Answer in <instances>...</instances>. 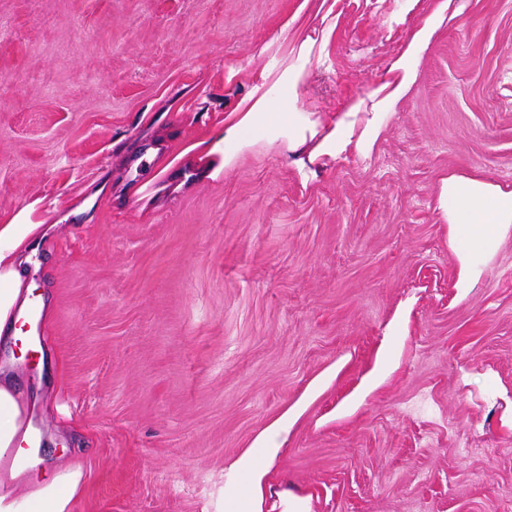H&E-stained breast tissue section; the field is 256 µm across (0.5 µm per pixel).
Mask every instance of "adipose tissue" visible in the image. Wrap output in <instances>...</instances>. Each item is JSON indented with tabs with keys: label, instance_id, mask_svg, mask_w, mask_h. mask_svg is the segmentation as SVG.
Here are the masks:
<instances>
[{
	"label": "adipose tissue",
	"instance_id": "ef3b65f1",
	"mask_svg": "<svg viewBox=\"0 0 512 512\" xmlns=\"http://www.w3.org/2000/svg\"><path fill=\"white\" fill-rule=\"evenodd\" d=\"M451 0H431L425 15L410 26L400 53L377 76L366 98L342 112L306 108L303 94L310 64L321 59L336 31L339 16L332 0H302L298 14L286 18L269 43L287 50L284 68L264 66L246 94L194 138L154 149L146 158L152 177L172 168L185 170L180 186L189 190L199 179H218L257 146L277 148L304 179L355 155L369 157L399 105L418 78L421 59L446 19ZM302 39H294L298 28ZM438 211L448 223L458 262L460 289L482 275L497 243L512 232V186L452 173L443 177ZM58 209L31 201L0 216V339L25 341L27 313L50 319L53 308L34 294L27 268L49 226L60 224ZM34 404L19 390L10 371L0 372V512H72L85 486L81 467L38 468L35 447L40 435L32 424ZM284 415L260 439V457L245 455L234 469L243 474L232 486L225 512H264L267 476L291 425Z\"/></svg>",
	"mask_w": 512,
	"mask_h": 512
}]
</instances>
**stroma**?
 I'll return each instance as SVG.
<instances>
[{
    "instance_id": "35a3bbf8",
    "label": "stroma",
    "mask_w": 512,
    "mask_h": 512,
    "mask_svg": "<svg viewBox=\"0 0 512 512\" xmlns=\"http://www.w3.org/2000/svg\"><path fill=\"white\" fill-rule=\"evenodd\" d=\"M301 0H0V214L53 226L32 352L0 341L74 512H224L230 464L284 412L268 475L311 512H512V234L457 286L442 177L512 184V0L444 21L371 155L309 182L257 148L177 191L139 162L247 90ZM396 0H338L306 106L342 111L401 49ZM143 185L127 197L124 189Z\"/></svg>"
}]
</instances>
